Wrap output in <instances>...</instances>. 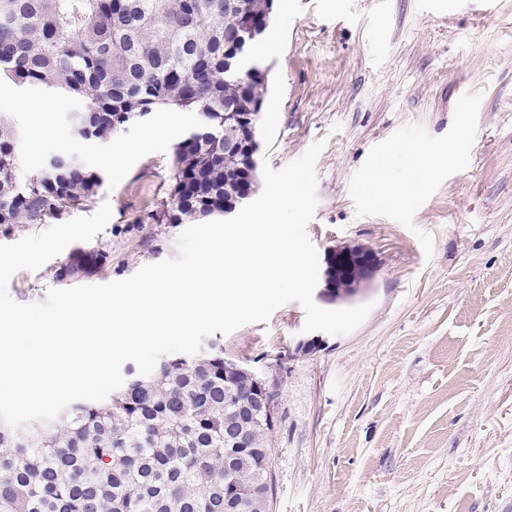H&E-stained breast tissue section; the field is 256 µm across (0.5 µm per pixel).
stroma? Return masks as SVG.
I'll return each mask as SVG.
<instances>
[{
  "instance_id": "1",
  "label": "stroma",
  "mask_w": 512,
  "mask_h": 512,
  "mask_svg": "<svg viewBox=\"0 0 512 512\" xmlns=\"http://www.w3.org/2000/svg\"><path fill=\"white\" fill-rule=\"evenodd\" d=\"M281 41L268 71L257 162L281 169L318 140L319 261L360 245L370 288L326 309L374 302L353 332L305 352L295 303L268 322L215 333L226 354L278 383L269 512H512V0L493 13L447 0H274ZM0 80V116L19 140V177L69 151L101 174L88 206L112 217L87 245L105 284L177 253L183 227L153 223L193 113L162 110L107 143L79 139L71 99L27 112ZM126 171L107 173L108 156ZM412 179L384 198L375 175ZM61 258L8 291L44 300Z\"/></svg>"
}]
</instances>
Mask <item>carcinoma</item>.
I'll return each mask as SVG.
<instances>
[{
    "mask_svg": "<svg viewBox=\"0 0 512 512\" xmlns=\"http://www.w3.org/2000/svg\"><path fill=\"white\" fill-rule=\"evenodd\" d=\"M0 0V78L75 101L68 120L83 139L167 109L196 121L177 144L167 209L180 224L224 214L254 188L256 165L224 152L242 129L226 112L260 115L266 71L252 56L267 0ZM254 36L242 41L240 28ZM99 175L62 152L24 180L17 138L0 119V224H44L87 206ZM100 255L74 253L57 270L89 274ZM224 369L219 344L172 357L149 376L129 369L98 405L79 401L24 433L0 423V512H254L268 492L269 440L237 448L227 422L247 414L244 369Z\"/></svg>",
    "mask_w": 512,
    "mask_h": 512,
    "instance_id": "obj_1",
    "label": "carcinoma"
}]
</instances>
